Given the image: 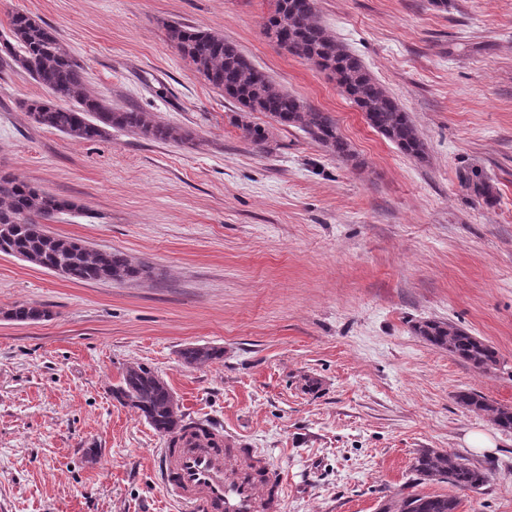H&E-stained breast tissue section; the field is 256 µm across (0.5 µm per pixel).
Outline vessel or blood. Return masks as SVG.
Masks as SVG:
<instances>
[{"label": "vessel or blood", "mask_w": 512, "mask_h": 512, "mask_svg": "<svg viewBox=\"0 0 512 512\" xmlns=\"http://www.w3.org/2000/svg\"><path fill=\"white\" fill-rule=\"evenodd\" d=\"M199 447L188 436L160 452L159 480L184 512H282L283 483L260 450Z\"/></svg>", "instance_id": "vessel-or-blood-1"}]
</instances>
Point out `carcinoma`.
<instances>
[{"mask_svg":"<svg viewBox=\"0 0 512 512\" xmlns=\"http://www.w3.org/2000/svg\"><path fill=\"white\" fill-rule=\"evenodd\" d=\"M168 38L208 84L224 93L245 112H263L280 124L297 127L327 152L338 158L352 157L350 144L339 133L329 112L305 105L280 88L259 70L233 43L209 31L180 23L168 26ZM267 38L289 54L327 73L341 92L364 113L369 125L410 157L421 158L425 145L417 129L396 100L365 68L362 62L329 34L321 24L316 0H276L264 23ZM11 64L25 72L55 98L74 99L75 106L31 99L25 109L34 123L58 131L74 140H92L108 128L126 130L158 140L178 141L187 134L157 122L152 113L114 111L85 90L82 66L66 51L56 32L33 17L12 15L8 36L3 40ZM464 185L485 201L492 199L486 182L475 174L462 178ZM77 205L11 175L0 176V252L17 256L47 269L65 268L76 282L140 280L150 267L119 251H99L74 238L46 233L41 225ZM17 322H37L49 312L36 304H20L5 313ZM417 335L431 344L486 372L497 366L496 351L477 337L450 323L429 320L414 326ZM222 357L211 347H187L179 352L182 365L202 367ZM169 385L151 369L129 364L112 398L143 418L161 436L176 442L189 423L172 401ZM472 411L491 416L505 431L512 430V410L494 405L476 393L459 395ZM413 491L397 499L383 512H458L459 500L452 495L422 494L414 488L428 482H446L459 490H476L488 479L487 471L430 448L417 453L412 464Z\"/></svg>","mask_w":512,"mask_h":512,"instance_id":"cac0c4a2","label":"carcinoma"}]
</instances>
